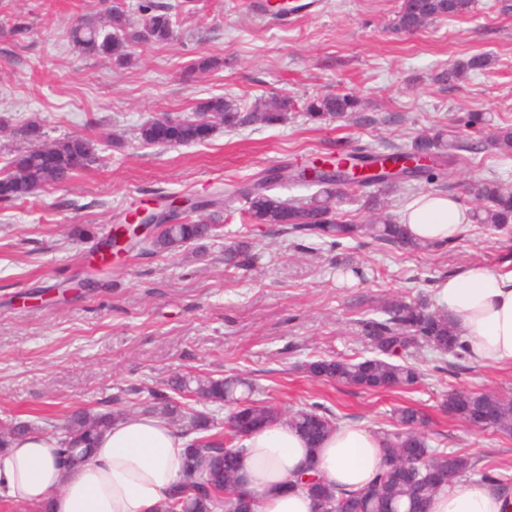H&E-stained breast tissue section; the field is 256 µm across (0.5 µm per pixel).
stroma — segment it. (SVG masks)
I'll use <instances>...</instances> for the list:
<instances>
[{"mask_svg": "<svg viewBox=\"0 0 512 512\" xmlns=\"http://www.w3.org/2000/svg\"><path fill=\"white\" fill-rule=\"evenodd\" d=\"M293 2L297 11L282 22L258 16L256 0H196L179 13L170 43L137 47L119 67L69 39L75 20L105 25L111 0H0V157L20 147L9 127L29 121L48 139L86 135L98 144L97 161L65 185L0 202V421L60 430L75 408L100 410L116 395L127 413L142 412L149 390L175 374H241L255 383L254 399L285 410L320 404L375 433L413 405L428 417L432 447L512 477V435L469 426L441 406L455 389L512 397V368L422 348L410 358L419 382L391 392L305 370L318 356L368 355L356 323L385 301L433 295L439 279L469 264L512 269V231L472 223L458 241L418 252L368 238L296 243L241 223L240 198L218 237L177 254L102 250L159 192L203 198L271 168L367 143L387 151L449 123L486 144L492 126L512 124V0H474L469 14L414 34L391 27L400 0H322L317 13ZM480 53L489 69L452 87L438 82L454 61ZM202 55L221 67L187 78ZM337 92L359 96L374 124L307 117V98ZM218 95L247 109L288 95L296 107L278 127L219 129L200 144L136 140L153 116L183 117ZM474 111L487 127H465ZM492 177L512 184V158L486 145L441 190L469 211L470 180ZM242 240L259 243L256 257L225 267V247ZM88 277L98 279L95 291L77 288Z\"/></svg>", "mask_w": 512, "mask_h": 512, "instance_id": "stroma-1", "label": "stroma"}]
</instances>
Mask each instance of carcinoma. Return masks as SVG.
I'll list each match as a JSON object with an SVG mask.
<instances>
[{"label":"carcinoma","instance_id":"cac0c4a2","mask_svg":"<svg viewBox=\"0 0 512 512\" xmlns=\"http://www.w3.org/2000/svg\"><path fill=\"white\" fill-rule=\"evenodd\" d=\"M189 5V0L174 5L161 0H144L138 5L143 16L142 29L133 28L125 11L112 8L107 20V32L86 22L75 24L70 39L83 53L106 57L117 64L133 58L140 43L166 44L174 37L177 9ZM473 0H401L392 27L397 32L428 26L437 20L468 13ZM489 66L484 54H474L456 61L442 73L441 81L453 85L468 72H481ZM294 102L288 96L275 97L256 104L252 111L241 112L222 96L211 97L195 108L192 115L165 126L148 120L137 128L136 138L146 145L181 146L204 141L200 119L209 118V130H226L258 125L272 127L284 123ZM309 119L348 118L357 123H384L362 113V100L349 93L311 97L305 103ZM16 136L26 144L0 168V200L16 202L34 197L47 186L63 185L77 172L97 159L94 140L75 135L64 139H46L42 127L35 122L21 125ZM492 144L501 154L512 153V125L495 126ZM482 142H467L451 130L438 127L415 137L410 145L394 149L392 157L411 152L432 154L433 166L409 173L407 180H423L429 184L444 182L458 174L467 161V154H477ZM383 153L366 144L357 154H342L330 158V170L318 172L312 184L303 178V169L295 168L288 177L293 184L315 186L317 191L303 199H283L272 193L282 183L277 172L261 174L248 182H229L214 191V197L192 205L182 221L161 228L158 235L141 241L143 251L173 253L182 247L217 236L219 225L209 207L230 204L239 196L246 198L248 207L241 218L248 224H267L283 236H311L338 241L343 238L369 236L384 246L425 250L406 236L403 225L387 212L384 196L392 192L396 181L382 172L365 183L350 184L342 164L354 160L377 163ZM362 191L369 212L365 224L348 222L339 216L337 205L351 191ZM475 198L473 220L478 224L500 226L512 222V186L498 178L480 181L471 187ZM249 245L240 242L224 252V263L238 266L247 255ZM358 335L374 356L359 361L341 357H324L306 364L315 379L336 382L360 389L384 392L403 389L417 383L419 372L407 362L394 363L389 358L410 349L430 347L457 359L466 358L463 342L448 321V314L425 299L406 301L395 299L379 309V315L357 321ZM167 393L161 405L151 407L170 422L185 424L183 434L189 436L185 448V465L181 479L161 504L159 512H254L252 499L233 492L238 470L240 449L235 442L255 431L285 420L311 444L319 443L336 428L338 418L318 405L295 412H286L266 401L249 399L252 385L238 376L214 377L175 374L166 380ZM182 395L197 402L205 401L218 407L227 406L224 419V443L213 440L208 432L219 420L201 412H186L174 400ZM447 408L463 421L481 420L483 427L512 434V398L495 391H453L448 393ZM126 416L120 408L74 410L64 432L58 436L62 462L76 468L91 456L101 432L112 422ZM394 429L382 432L384 440L382 465L374 480L360 490H347L318 478L306 483L297 480L296 487L307 492L313 506L322 512H428L430 498L448 487L456 478L475 474L469 457L429 447L422 428L425 417L412 406H403L394 414ZM33 431L26 423L11 422L0 429V449Z\"/></svg>","mask_w":512,"mask_h":512}]
</instances>
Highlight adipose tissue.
<instances>
[{
    "label": "adipose tissue",
    "instance_id": "ef3b65f1",
    "mask_svg": "<svg viewBox=\"0 0 512 512\" xmlns=\"http://www.w3.org/2000/svg\"><path fill=\"white\" fill-rule=\"evenodd\" d=\"M412 238L432 246L458 241L468 222L452 195L428 192L402 214ZM436 303L478 365L512 366V270L470 265L438 280ZM238 461V484L254 512H312V500L293 484L307 461L328 483L366 486L382 463V435L357 425L333 430L310 447L288 423L253 434ZM186 439L155 414L125 417L99 440L79 468L63 466L57 440L31 435L0 450V496L49 512H157L184 466ZM430 512H512V492L476 478L459 479L438 492Z\"/></svg>",
    "mask_w": 512,
    "mask_h": 512
}]
</instances>
